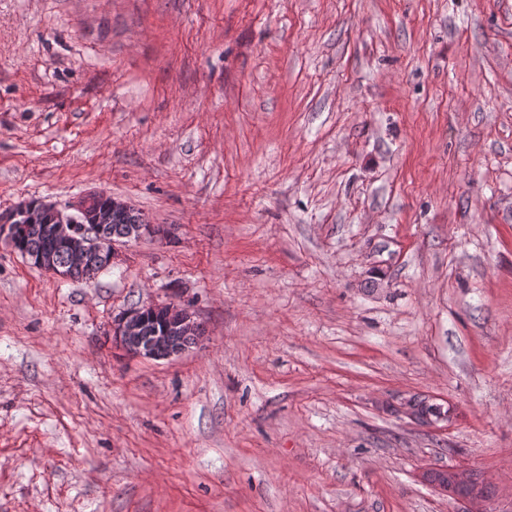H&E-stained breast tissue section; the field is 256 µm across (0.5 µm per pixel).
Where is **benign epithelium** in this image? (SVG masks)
I'll use <instances>...</instances> for the list:
<instances>
[{
    "label": "benign epithelium",
    "mask_w": 512,
    "mask_h": 512,
    "mask_svg": "<svg viewBox=\"0 0 512 512\" xmlns=\"http://www.w3.org/2000/svg\"><path fill=\"white\" fill-rule=\"evenodd\" d=\"M104 200L108 201L114 209L127 207L126 203L104 192H94L79 200L73 206L77 211L75 216L66 214L64 209L55 203H41V210L49 220L51 237L75 254L82 253L87 244L94 243L99 249L109 252L111 256L114 255L115 243H109L102 237L103 225L99 224V217L95 210L97 202ZM27 208L28 203L22 202L9 214L5 216L0 214V235L5 237L8 243H13L14 221L25 214ZM148 311L164 315L170 326L185 336L198 333L197 322L193 315L173 302L133 308L112 325V336L130 353L147 358L155 357L154 342L145 341L140 334L144 314ZM423 478L441 494L460 487L466 489L463 499L469 507L462 512H487L479 507V504L485 500L484 486L488 484V480L476 471L467 468L430 470L423 474Z\"/></svg>",
    "instance_id": "7a95c632"
}]
</instances>
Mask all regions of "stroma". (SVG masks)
<instances>
[{
  "instance_id": "obj_1",
  "label": "stroma",
  "mask_w": 512,
  "mask_h": 512,
  "mask_svg": "<svg viewBox=\"0 0 512 512\" xmlns=\"http://www.w3.org/2000/svg\"><path fill=\"white\" fill-rule=\"evenodd\" d=\"M97 191L171 233L0 241V512H512V0H0V213ZM148 311L164 315L169 321L170 327L177 329L179 332H173L168 342L165 341L163 343L164 337L146 342L139 331L143 327L144 314ZM197 326L198 324L195 322L193 315L185 308L180 307L174 302L157 303L133 308L126 312L112 325V336L126 351L147 358L155 357L154 344L158 342L160 344H155L156 358H164L166 356V358H171L182 354L186 350L178 346L183 345L187 347L195 343V339L192 336L197 335ZM171 345L172 348H175L170 349ZM422 477L441 494L448 495V492L452 490L460 487L465 488L466 494L462 496L465 504L476 507L463 509L462 512L488 511L478 507L485 500L484 486L490 484L482 474L467 468H452L448 470H430L425 472Z\"/></svg>"
}]
</instances>
